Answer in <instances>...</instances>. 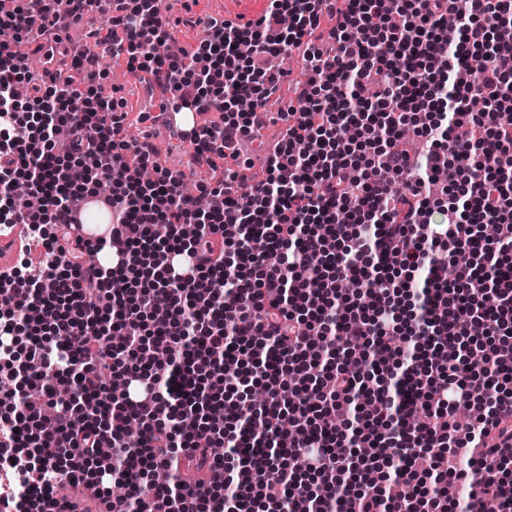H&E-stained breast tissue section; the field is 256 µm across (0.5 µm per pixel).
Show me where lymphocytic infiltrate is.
<instances>
[{
	"label": "lymphocytic infiltrate",
	"instance_id": "f902f5d3",
	"mask_svg": "<svg viewBox=\"0 0 512 512\" xmlns=\"http://www.w3.org/2000/svg\"><path fill=\"white\" fill-rule=\"evenodd\" d=\"M96 2L0 0V225L48 227L42 267L0 270L12 312L0 318V403L12 408L0 512H150L154 500L165 512H450V480L471 473L466 512H512V356L495 346L512 335V187L498 177L512 168V39L498 38L512 0H268L255 21L206 27L196 48L162 55L161 0H118L107 37L130 72L163 79L161 111L222 112L190 141L210 164L263 128L253 111L282 79L268 58L303 51L310 77L279 115L265 178L253 182L248 161L225 169L198 185L204 209L147 141L123 137L128 102L99 91L104 73L83 53L47 80L19 60L20 45ZM327 17L323 47L313 36ZM407 135L428 143L414 167L395 146ZM104 181L126 238L110 266L95 261L102 243L65 231ZM461 250L471 263L450 268ZM344 281L357 291L342 296ZM91 322L103 334L88 342ZM476 325L487 361L446 357ZM249 365L267 391L255 409L234 394ZM452 442L484 453L457 469ZM216 443L229 455H211ZM182 457L205 472L199 491L142 480ZM59 480L96 486V506L59 497Z\"/></svg>",
	"mask_w": 512,
	"mask_h": 512
}]
</instances>
